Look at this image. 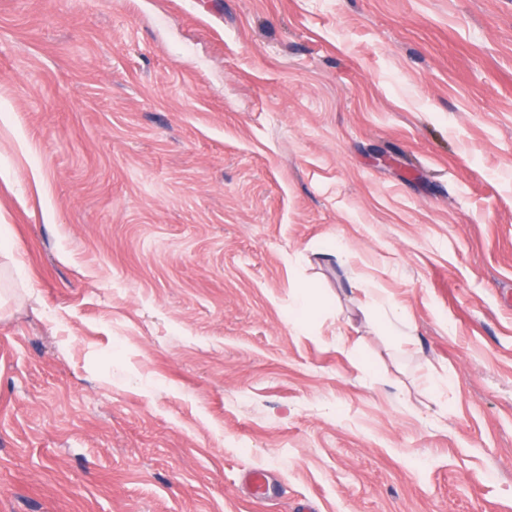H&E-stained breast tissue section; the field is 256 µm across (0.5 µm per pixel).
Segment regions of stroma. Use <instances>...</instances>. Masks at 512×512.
I'll return each instance as SVG.
<instances>
[{"label":"stroma","mask_w":512,"mask_h":512,"mask_svg":"<svg viewBox=\"0 0 512 512\" xmlns=\"http://www.w3.org/2000/svg\"><path fill=\"white\" fill-rule=\"evenodd\" d=\"M1 103L0 512H512V0H0ZM313 300L308 291H302L296 298L290 317V323L294 330L303 328L307 323L309 314L313 311Z\"/></svg>","instance_id":"obj_1"}]
</instances>
